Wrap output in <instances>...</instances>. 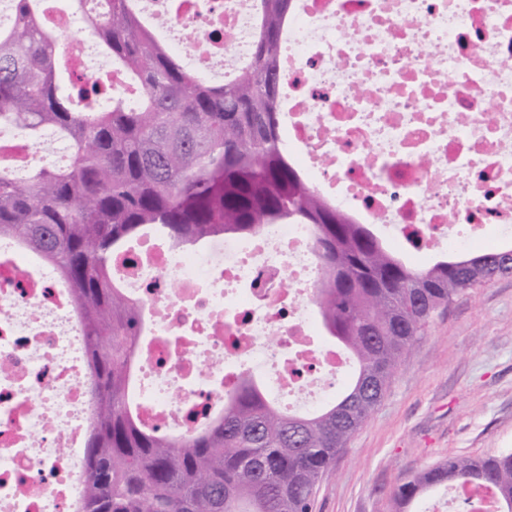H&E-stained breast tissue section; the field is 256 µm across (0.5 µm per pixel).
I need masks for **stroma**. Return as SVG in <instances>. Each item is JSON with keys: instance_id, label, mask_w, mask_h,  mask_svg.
Returning <instances> with one entry per match:
<instances>
[{"instance_id": "35a3bbf8", "label": "stroma", "mask_w": 512, "mask_h": 512, "mask_svg": "<svg viewBox=\"0 0 512 512\" xmlns=\"http://www.w3.org/2000/svg\"><path fill=\"white\" fill-rule=\"evenodd\" d=\"M512 450V275L459 293L414 344L313 512H395L393 493L451 456Z\"/></svg>"}]
</instances>
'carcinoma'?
<instances>
[{
    "instance_id": "obj_1",
    "label": "carcinoma",
    "mask_w": 512,
    "mask_h": 512,
    "mask_svg": "<svg viewBox=\"0 0 512 512\" xmlns=\"http://www.w3.org/2000/svg\"><path fill=\"white\" fill-rule=\"evenodd\" d=\"M45 0H12L0 27V124L65 139L71 161L22 179L0 173V237L37 252L69 289L88 340L92 412L80 512H312L336 456L385 397L411 347L453 297L504 273L502 252L408 266L369 225L298 171L281 134L280 48L295 0H254L248 66L221 85L187 68L136 0H71L127 77L134 100L93 74L73 78ZM265 224H308L322 268L323 328L353 357V379L311 414L283 410L245 378L201 430L171 437L140 420L135 344L144 319L114 278L147 234L176 248ZM487 493L512 512V452L450 457L398 487V512L434 486Z\"/></svg>"
}]
</instances>
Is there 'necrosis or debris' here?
I'll use <instances>...</instances> for the list:
<instances>
[{"instance_id":"4bbe7bcc","label":"necrosis or debris","mask_w":512,"mask_h":512,"mask_svg":"<svg viewBox=\"0 0 512 512\" xmlns=\"http://www.w3.org/2000/svg\"><path fill=\"white\" fill-rule=\"evenodd\" d=\"M187 65L249 62L253 0H139ZM76 70L123 72L79 19L50 11ZM288 152L315 189L403 250L440 256L495 230L512 247V0H297L285 49ZM53 131L0 125V172L68 161ZM116 274L141 306L134 384L142 421L180 436L224 406L241 375L311 403L346 360L320 344L321 276L306 224L177 249L131 247ZM74 302L36 252L0 238V512H78L91 413Z\"/></svg>"}]
</instances>
